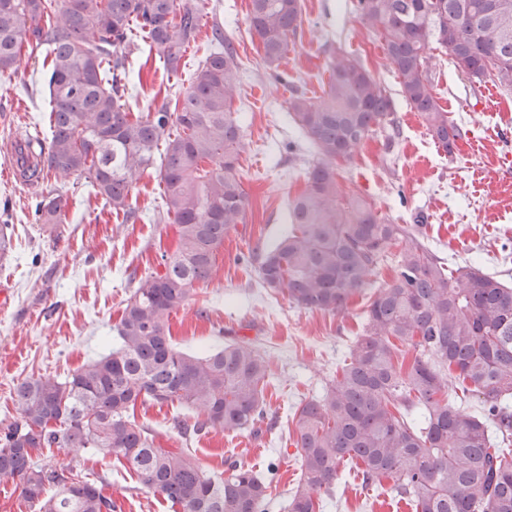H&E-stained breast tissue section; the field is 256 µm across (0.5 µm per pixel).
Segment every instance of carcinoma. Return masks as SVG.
<instances>
[{
  "mask_svg": "<svg viewBox=\"0 0 512 512\" xmlns=\"http://www.w3.org/2000/svg\"><path fill=\"white\" fill-rule=\"evenodd\" d=\"M352 9L380 37L400 96L448 156L464 132L435 96L433 46L470 80L512 89V0H352ZM302 12V0H250L268 65L288 53ZM200 27L195 0H0L1 74L13 71L24 43L52 47L50 146L20 155L21 178L80 177L137 221L132 186L157 167L161 208L176 226L164 272L140 278L113 326L112 351L62 381L40 376L16 388L17 418L0 429V483H16L38 512L114 510L96 481L34 463L41 448L113 456L178 512H268L275 465L267 479L237 463L211 474L190 449L165 447L136 419L140 407L175 401L194 412L193 424L177 423L184 436L255 430L265 418L269 365L259 348L234 341L197 356L175 348L169 330L194 286L212 278L224 236L245 219L232 42L213 26L214 50L175 104L133 116L125 98L131 45L148 43L176 76ZM328 73L322 96L294 90L288 98L319 158L288 204L290 227L257 253L260 281L300 308L336 312L362 295L392 245L401 248L394 277L369 300L363 335L322 396L293 413L301 481L288 512H323L347 463L369 486L390 483L415 512H512V286L472 263L449 266L424 243L421 220L395 224L345 194L336 160L354 159L394 101L335 49ZM64 207L49 193L37 220L55 224ZM450 381L462 391L457 403L448 401Z\"/></svg>",
  "mask_w": 512,
  "mask_h": 512,
  "instance_id": "cac0c4a2",
  "label": "carcinoma"
}]
</instances>
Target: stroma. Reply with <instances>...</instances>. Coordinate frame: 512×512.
Returning a JSON list of instances; mask_svg holds the SVG:
<instances>
[{
    "instance_id": "obj_1",
    "label": "stroma",
    "mask_w": 512,
    "mask_h": 512,
    "mask_svg": "<svg viewBox=\"0 0 512 512\" xmlns=\"http://www.w3.org/2000/svg\"><path fill=\"white\" fill-rule=\"evenodd\" d=\"M196 2L201 33L178 79H169L154 52L141 45L129 58L127 95L135 115L172 99L174 85H188L208 55L212 24L223 25L242 67V98L234 108L248 142L238 169L246 221L225 237L212 279L197 284L172 313L171 336L175 347L196 354L233 339L260 347L272 380L267 424L258 434L214 431L186 442L174 422L191 414L179 404L146 406L137 419L164 445L191 448L208 472H223L229 462L262 473L276 466L269 512H286L287 494L300 480L291 417L301 402L323 394L363 332L365 306L360 298L336 313L302 309L259 281L253 251L272 246L287 227L288 204L303 189L306 161L314 155L288 112L291 92L321 95L330 48L356 58L395 96V123L366 140L353 161L339 164L346 193L367 199L398 224L423 216L425 240L438 256L477 263L512 285V91L469 80L444 49H434V91L465 132L450 156L398 99L383 45L351 13L350 0H302V26L276 66L262 59L249 26V0ZM48 54L47 47L24 44L15 73L0 76V231L10 241L0 252V427L12 420L19 382L46 374L65 378L111 350L112 328L134 286L160 271L162 252L175 243L172 223L158 218L156 170L142 173L131 190L130 203L141 215L133 224L104 208L83 179L50 173L31 188L16 176L15 144L49 140ZM52 190L63 194L66 206L57 223H39L35 205ZM40 458L103 481L120 512H173L115 457L54 448ZM336 486L324 512H401L389 487L364 485L354 465L340 468Z\"/></svg>"
}]
</instances>
